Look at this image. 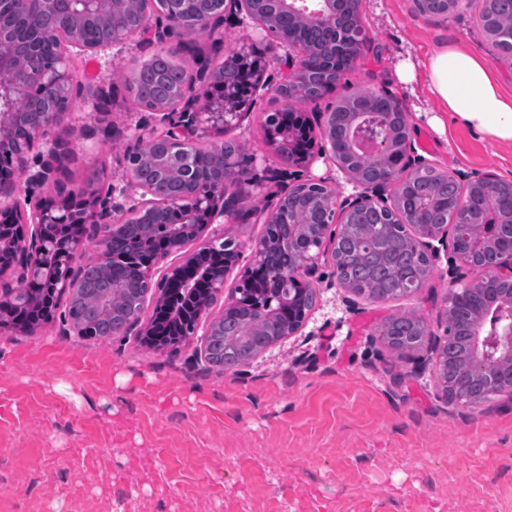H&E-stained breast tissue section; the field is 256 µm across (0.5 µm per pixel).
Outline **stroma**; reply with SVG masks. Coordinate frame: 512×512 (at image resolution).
I'll return each instance as SVG.
<instances>
[{
    "mask_svg": "<svg viewBox=\"0 0 512 512\" xmlns=\"http://www.w3.org/2000/svg\"><path fill=\"white\" fill-rule=\"evenodd\" d=\"M372 37L365 65L344 85L297 112H325L337 98L386 91L409 109L418 155L470 178L512 180V145L452 123L423 80L402 83V61L423 69L434 51L464 46L488 62L512 94V56L498 52L478 8L422 16L412 0H362ZM213 40L192 35L199 55L219 66L249 47L244 25ZM157 50L137 40L96 55L74 52L73 176L92 171L120 182L126 144L99 136L112 124L133 134L152 119L124 78ZM112 90L110 114L96 110L86 85ZM251 122L212 132L275 165L258 118L284 101L257 91ZM263 225H225L241 254L227 276L234 288L253 260ZM440 251L421 288L374 302L344 288L321 263L316 305L297 335L247 363L223 370L199 361L190 337L178 353L150 351L136 337L86 338L68 324L0 335V512H512V393L461 409L438 388L433 365L416 366L380 335L388 316L416 311L428 329L451 278Z\"/></svg>",
    "mask_w": 512,
    "mask_h": 512,
    "instance_id": "stroma-1",
    "label": "stroma"
}]
</instances>
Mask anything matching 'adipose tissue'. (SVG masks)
Listing matches in <instances>:
<instances>
[{"label": "adipose tissue", "mask_w": 512, "mask_h": 512, "mask_svg": "<svg viewBox=\"0 0 512 512\" xmlns=\"http://www.w3.org/2000/svg\"><path fill=\"white\" fill-rule=\"evenodd\" d=\"M424 79L444 111L463 126L512 143V98L502 94L483 59L458 47L436 51Z\"/></svg>", "instance_id": "ef3b65f1"}]
</instances>
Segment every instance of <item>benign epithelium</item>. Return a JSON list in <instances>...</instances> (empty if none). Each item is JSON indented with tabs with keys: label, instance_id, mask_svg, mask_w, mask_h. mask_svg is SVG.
Masks as SVG:
<instances>
[{
	"label": "benign epithelium",
	"instance_id": "1",
	"mask_svg": "<svg viewBox=\"0 0 512 512\" xmlns=\"http://www.w3.org/2000/svg\"><path fill=\"white\" fill-rule=\"evenodd\" d=\"M458 0H417L424 14H448ZM0 0V146L6 144L9 167L0 174V213L9 224V237L0 236V334L32 332L6 312L37 282L42 288H60L64 296L84 292L87 269L100 266L108 258L109 231L126 224H154L161 215L176 218L166 244L157 250L147 266L146 281L155 282L153 301L164 290L176 286L196 288L206 261L220 259L207 283L206 305L195 316L191 335L202 331L201 343L215 334L222 315H213L219 302L244 311L247 318L263 323L275 314L262 304L244 299L237 292L224 294V278L237 263L239 248L224 250L225 222H234L254 189L266 184L264 205L256 211L258 221L281 222L285 201L295 202V211L304 216L303 229L313 242V251L288 262L278 259L282 251L293 255L295 234L275 244L258 239L253 247V267L249 277L261 282L263 292L280 294L287 286L301 293L314 287L319 262L332 264L347 248L336 232V223H374L389 211H397L407 224L429 223L427 212L406 203L408 183L405 172L425 168L414 155L410 115L402 102L385 93H354L342 97L335 112H269L265 136L277 156L274 167H263V180L256 169L263 159L249 154L242 162L224 158V151L210 148L215 163L210 181L196 176L202 145L208 129L241 126L253 113L250 91L287 90L312 101L341 85L346 72L329 65L334 54L353 65L369 43V35L359 11V0H194L195 9L184 11V0H164L158 15H132L131 0ZM288 15L298 21L327 30L328 50L310 60L308 51L275 26L276 18ZM47 15H64L68 31L56 46V64L41 66L33 60L39 41L47 39L48 28L41 23ZM234 17L253 23L252 37L266 41L268 54L255 55L246 48L225 55L224 70L205 64L188 73L176 98V108H158L155 115L163 129L141 124L134 134L136 146L128 149L130 159L140 153L139 144L148 141L161 153L178 152L181 159L173 167L159 165L149 177L139 166L125 167L124 180L111 183L100 194L86 198L81 217L62 204L50 205L37 190L59 178L75 125L71 113L57 105L60 95L72 96L70 68L72 49L97 53L138 37L165 45L183 30L211 31ZM103 31L96 43L83 37L87 28ZM245 73L249 92L231 95L218 92L208 96L201 111L196 107L197 89L222 85ZM373 98L384 99L388 110L379 123L386 135L370 134L366 112ZM37 169L30 157L35 147ZM334 166L355 183L358 191L343 196L328 178H315L310 169L317 161ZM181 183V192L164 193L163 181L171 177ZM466 186L461 203L481 201V208L495 215L496 232L490 236L480 225L438 224L418 245L428 265L437 256L431 241L437 240L451 253L450 269L455 287L448 289L439 321L448 322V309L464 308L473 319L459 328L463 337L462 361L448 357V336H434L427 327L409 336H391L381 328L387 346L406 353L427 352L434 362L439 383L454 384L452 403L468 408L475 404L473 388L483 395L512 391V215L497 208L503 195L512 197V181L490 174L479 179L453 175ZM94 240L99 251L83 256L85 242ZM477 270L481 276L462 288L461 269ZM124 336L140 342L152 335L150 322L143 315H126Z\"/></svg>",
	"mask_w": 512,
	"mask_h": 512
}]
</instances>
